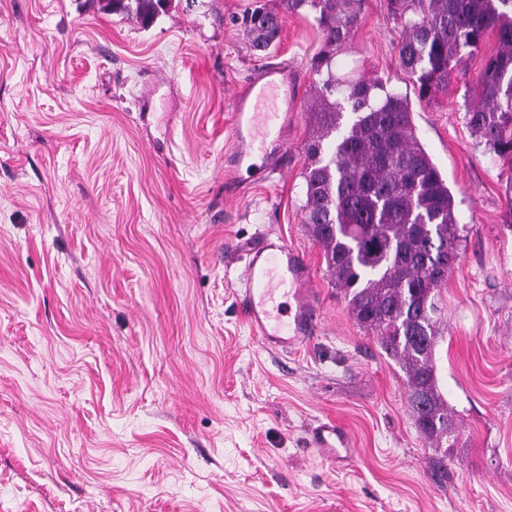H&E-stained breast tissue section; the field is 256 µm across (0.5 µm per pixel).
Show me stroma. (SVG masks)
Segmentation results:
<instances>
[{
  "label": "stroma",
  "mask_w": 512,
  "mask_h": 512,
  "mask_svg": "<svg viewBox=\"0 0 512 512\" xmlns=\"http://www.w3.org/2000/svg\"><path fill=\"white\" fill-rule=\"evenodd\" d=\"M251 2L169 0L145 29L99 0H0V512H512V201L471 85L414 97L386 0H363L337 61L409 94L466 226L436 298L446 451L303 224L314 21L264 0V59ZM265 60L299 93L288 172L228 195L231 97ZM264 233L310 267L320 327L295 353L259 346L236 302L235 255ZM326 418L352 467L307 451ZM255 51L265 53L278 43L281 32L279 13L265 5L249 9L242 18Z\"/></svg>",
  "instance_id": "obj_1"
}]
</instances>
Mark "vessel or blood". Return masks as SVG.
Masks as SVG:
<instances>
[{"label":"vessel or blood","mask_w":512,"mask_h":512,"mask_svg":"<svg viewBox=\"0 0 512 512\" xmlns=\"http://www.w3.org/2000/svg\"><path fill=\"white\" fill-rule=\"evenodd\" d=\"M270 91L279 94V121L260 134L256 131V107ZM297 101L295 84L287 68L280 65L261 67L237 89L232 100L234 147L224 167L226 183L239 185L244 170L255 173L261 181L281 170L288 153V115ZM242 254L244 267L236 295L253 335L269 350H300L313 339L318 327L307 262L283 238L270 234L244 246ZM282 295L289 297L290 303L277 315L272 306ZM307 435L310 450L322 459L338 466L350 460L351 437L336 421H316Z\"/></svg>","instance_id":"b4317fda"}]
</instances>
